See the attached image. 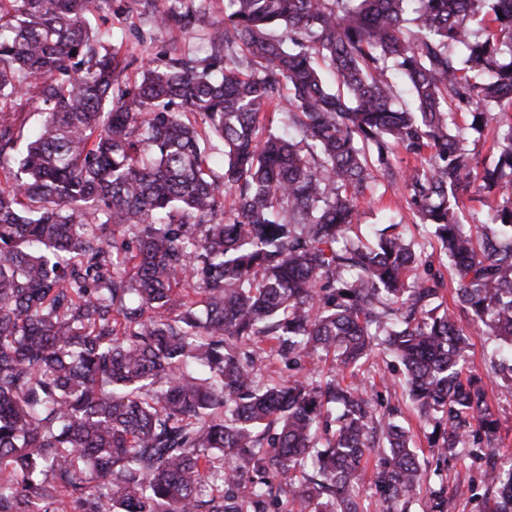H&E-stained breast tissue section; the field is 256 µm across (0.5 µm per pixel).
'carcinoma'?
<instances>
[{"instance_id": "cac0c4a2", "label": "carcinoma", "mask_w": 512, "mask_h": 512, "mask_svg": "<svg viewBox=\"0 0 512 512\" xmlns=\"http://www.w3.org/2000/svg\"><path fill=\"white\" fill-rule=\"evenodd\" d=\"M171 2L154 27L210 55L138 64L88 28L112 0H0V512H365L372 456L407 512L427 469L366 391L380 354L437 463L481 462L512 512L467 331L512 385V123L477 150L512 105V0H224L207 27L211 0ZM380 186L428 238L353 232Z\"/></svg>"}]
</instances>
